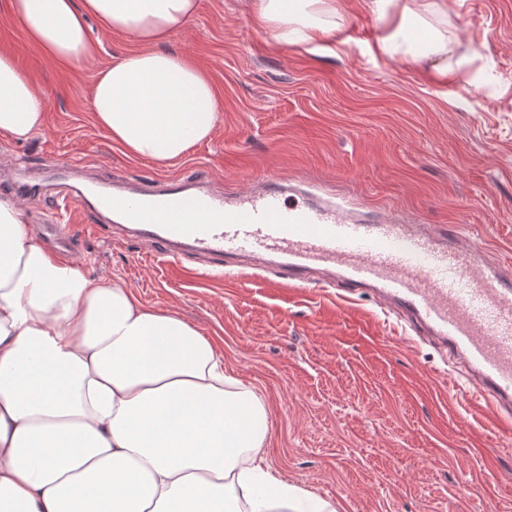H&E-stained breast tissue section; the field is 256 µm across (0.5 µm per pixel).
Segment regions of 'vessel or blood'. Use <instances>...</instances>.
Listing matches in <instances>:
<instances>
[{"label": "vessel or blood", "mask_w": 512, "mask_h": 512, "mask_svg": "<svg viewBox=\"0 0 512 512\" xmlns=\"http://www.w3.org/2000/svg\"><path fill=\"white\" fill-rule=\"evenodd\" d=\"M57 174L58 209H81L110 233L156 242L167 261L195 253L223 264L233 255L278 266L281 286L325 272L327 287L370 290L459 365L467 394L512 423V270L461 234L380 218L356 201L325 199L267 177L244 192L218 191L201 179L116 184L86 167L46 158Z\"/></svg>", "instance_id": "vessel-or-blood-1"}]
</instances>
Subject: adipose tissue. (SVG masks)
<instances>
[{"label":"adipose tissue","mask_w":512,"mask_h":512,"mask_svg":"<svg viewBox=\"0 0 512 512\" xmlns=\"http://www.w3.org/2000/svg\"><path fill=\"white\" fill-rule=\"evenodd\" d=\"M414 0H363L392 22L382 48L445 49ZM29 42L79 68L88 18L135 42L100 70L93 119L128 154L160 164L212 133L222 109L210 82L167 44L199 0H9ZM336 0H252L251 16L301 47L332 36ZM45 98L0 55V137L44 124ZM269 418L224 371L212 337L143 303L120 279L58 262L0 198V512H335L265 467Z\"/></svg>","instance_id":"ef3b65f1"}]
</instances>
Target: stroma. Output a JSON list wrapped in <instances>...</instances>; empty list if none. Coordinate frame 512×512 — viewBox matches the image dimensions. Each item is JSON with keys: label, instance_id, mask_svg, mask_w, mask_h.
Returning a JSON list of instances; mask_svg holds the SVG:
<instances>
[{"label": "stroma", "instance_id": "obj_1", "mask_svg": "<svg viewBox=\"0 0 512 512\" xmlns=\"http://www.w3.org/2000/svg\"><path fill=\"white\" fill-rule=\"evenodd\" d=\"M447 2L429 16L448 38L434 58L381 54L385 26L360 0H336L335 38L303 48L257 26L249 0H200L168 47L212 81L223 109L210 139L165 166L112 143L89 108L96 72L131 41L89 20L92 57L66 68L0 7V54L46 99L44 129L1 140L0 156L35 172L53 154L113 182H322L368 209L462 230L512 266V0ZM73 261L216 338L226 373L267 409V464L336 512H512V438L473 417L447 356L414 343L409 324L371 295L312 297L270 272L234 274L230 258L184 270L90 226Z\"/></svg>", "mask_w": 512, "mask_h": 512}]
</instances>
